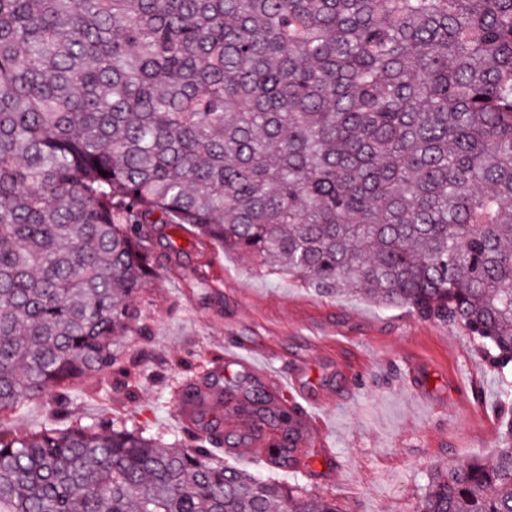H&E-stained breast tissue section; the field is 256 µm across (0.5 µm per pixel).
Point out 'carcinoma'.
Wrapping results in <instances>:
<instances>
[{"label": "carcinoma", "mask_w": 512, "mask_h": 512, "mask_svg": "<svg viewBox=\"0 0 512 512\" xmlns=\"http://www.w3.org/2000/svg\"><path fill=\"white\" fill-rule=\"evenodd\" d=\"M178 231L464 330L511 406L512 0H0V413L107 368L136 397ZM501 434L414 512H512ZM229 439L0 427V512H343ZM240 445L244 448H228L224 446L222 448L224 450V453L219 452L217 448L211 449L214 453V456L217 459H219L222 462L224 461V463H227L231 466L252 472H260L263 475L274 477L283 482L291 481V475L288 473V471H282L278 469L269 470L268 467L258 459L247 460L225 453L228 452L237 456L252 458L260 453V451L262 450L261 447L263 446L261 442H257L254 444V438L251 433H245L241 436Z\"/></svg>", "instance_id": "1"}]
</instances>
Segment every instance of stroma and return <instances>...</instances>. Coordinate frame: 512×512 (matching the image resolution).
<instances>
[{
  "mask_svg": "<svg viewBox=\"0 0 512 512\" xmlns=\"http://www.w3.org/2000/svg\"><path fill=\"white\" fill-rule=\"evenodd\" d=\"M178 243L179 263L161 269L137 302L151 334L128 341V353L141 359L135 399L112 398L118 376L105 371L92 391L109 402L70 387L66 424L105 417L182 433L174 404L186 385L211 388L224 374L239 392L264 388L224 363L225 354L264 344L282 348L271 372L304 361L305 391L337 393L321 414L324 444L310 447L303 483L348 512H414L431 468L496 453V376L461 329L356 297L319 296L186 235ZM409 361L421 367L418 397L402 379Z\"/></svg>",
  "mask_w": 512,
  "mask_h": 512,
  "instance_id": "35a3bbf8",
  "label": "stroma"
}]
</instances>
